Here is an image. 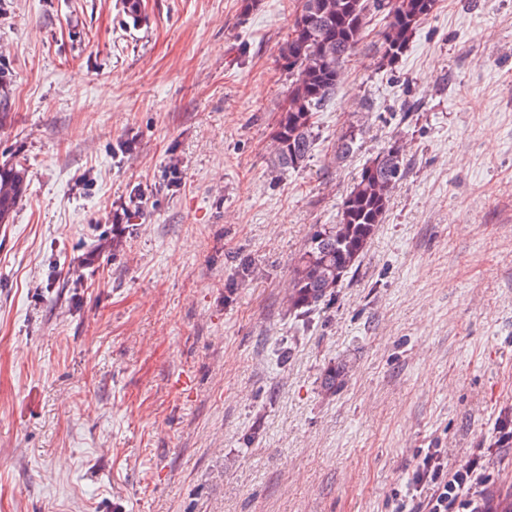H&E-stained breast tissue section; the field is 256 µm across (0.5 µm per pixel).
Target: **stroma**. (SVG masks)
<instances>
[{
  "instance_id": "1",
  "label": "stroma",
  "mask_w": 512,
  "mask_h": 512,
  "mask_svg": "<svg viewBox=\"0 0 512 512\" xmlns=\"http://www.w3.org/2000/svg\"><path fill=\"white\" fill-rule=\"evenodd\" d=\"M299 6L0 0V165L30 179L0 225V512H392L426 448L512 488V0H439L387 69L372 17L277 174ZM398 138L384 224L296 321L295 258Z\"/></svg>"
}]
</instances>
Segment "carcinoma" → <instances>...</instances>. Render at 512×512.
Returning <instances> with one entry per match:
<instances>
[{
  "instance_id": "obj_1",
  "label": "carcinoma",
  "mask_w": 512,
  "mask_h": 512,
  "mask_svg": "<svg viewBox=\"0 0 512 512\" xmlns=\"http://www.w3.org/2000/svg\"><path fill=\"white\" fill-rule=\"evenodd\" d=\"M438 0H301L278 60L288 70L287 106L275 135L271 166L296 171L309 161L316 113L341 82L344 63L361 42L370 8L384 14L378 67L398 63L416 31L437 9ZM359 129L348 127L337 139L340 158L356 149ZM406 176L403 146L395 140L362 165L350 190L337 204L336 223L320 224L296 258L291 271L288 313L305 319L336 297L357 269L391 197ZM25 166H0V224L12 221L27 188Z\"/></svg>"
}]
</instances>
